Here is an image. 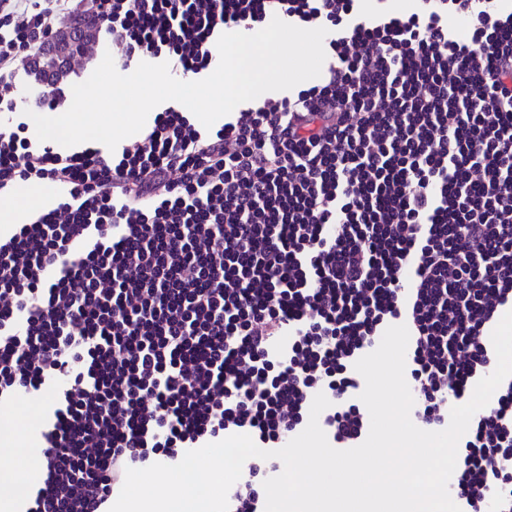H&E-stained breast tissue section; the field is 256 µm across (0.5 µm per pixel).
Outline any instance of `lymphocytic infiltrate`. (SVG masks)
I'll return each mask as SVG.
<instances>
[{"mask_svg": "<svg viewBox=\"0 0 512 512\" xmlns=\"http://www.w3.org/2000/svg\"><path fill=\"white\" fill-rule=\"evenodd\" d=\"M82 0H0V188L59 187L0 229V402L55 382L24 512H109L126 468L245 433L287 444L324 394L336 448L366 419L354 369L410 333L416 415L442 426L512 305V0H89L116 68L189 77L221 34L332 32L322 79L204 129L181 109L63 154L16 121L18 64ZM249 461L229 512H262ZM461 512H512V383L464 435Z\"/></svg>", "mask_w": 512, "mask_h": 512, "instance_id": "obj_1", "label": "lymphocytic infiltrate"}]
</instances>
